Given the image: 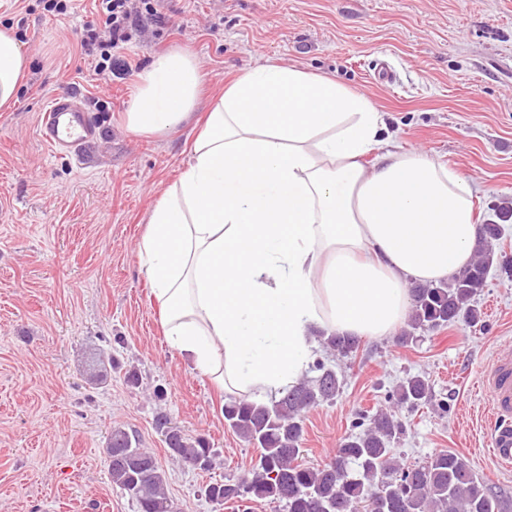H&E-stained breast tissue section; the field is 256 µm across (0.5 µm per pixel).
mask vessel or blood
I'll use <instances>...</instances> for the list:
<instances>
[{
	"label": "vessel or blood",
	"instance_id": "b4317fda",
	"mask_svg": "<svg viewBox=\"0 0 512 512\" xmlns=\"http://www.w3.org/2000/svg\"><path fill=\"white\" fill-rule=\"evenodd\" d=\"M41 141L54 154L77 152L96 136V130L77 94L60 92L46 103L38 127ZM481 393L493 421L488 431L490 452L496 461L512 464V352L497 353L485 368Z\"/></svg>",
	"mask_w": 512,
	"mask_h": 512
}]
</instances>
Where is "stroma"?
<instances>
[{"mask_svg":"<svg viewBox=\"0 0 512 512\" xmlns=\"http://www.w3.org/2000/svg\"><path fill=\"white\" fill-rule=\"evenodd\" d=\"M26 3L0 0V25L30 58L14 106L0 112V512H138L108 473L118 426L157 459L174 512H237L204 490L246 475L258 450L225 425L224 396L168 347L137 251L152 207L183 170L195 122L227 81L265 60L335 77L375 103L402 149L470 177L487 223L512 201V0H159L156 18L115 52L126 71L107 85L80 50L89 0L65 17ZM172 48L192 52L204 73L192 119L164 136L132 133L123 116L136 78ZM382 62L395 85L375 80ZM67 90L99 134L61 156L38 124L48 98ZM477 306L474 326L458 321L404 344L364 337L346 358L321 351L343 387L307 412L300 461L328 462L358 414L387 408L404 425L397 457L453 450L512 501V471L487 454L490 412L478 392L492 355L512 348V276L492 268ZM98 349L117 362L102 382L84 371ZM130 369L138 385L126 383ZM409 373L425 375L433 394L414 411L392 399ZM161 413L185 437L208 440L209 470L172 460L155 428Z\"/></svg>","mask_w":512,"mask_h":512,"instance_id":"stroma-1","label":"stroma"}]
</instances>
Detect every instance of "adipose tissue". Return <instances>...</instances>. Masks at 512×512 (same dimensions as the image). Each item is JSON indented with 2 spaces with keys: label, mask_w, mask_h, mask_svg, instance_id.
<instances>
[{
  "label": "adipose tissue",
  "mask_w": 512,
  "mask_h": 512,
  "mask_svg": "<svg viewBox=\"0 0 512 512\" xmlns=\"http://www.w3.org/2000/svg\"><path fill=\"white\" fill-rule=\"evenodd\" d=\"M28 66L0 27L1 112ZM201 83L192 53L157 55L137 77L127 128L161 136L181 126ZM384 131L364 94L270 60L212 103L138 252L169 347L220 391L278 394L313 360L317 328L393 335L410 283L449 279L471 261L469 179L398 151Z\"/></svg>",
  "instance_id": "1"
}]
</instances>
